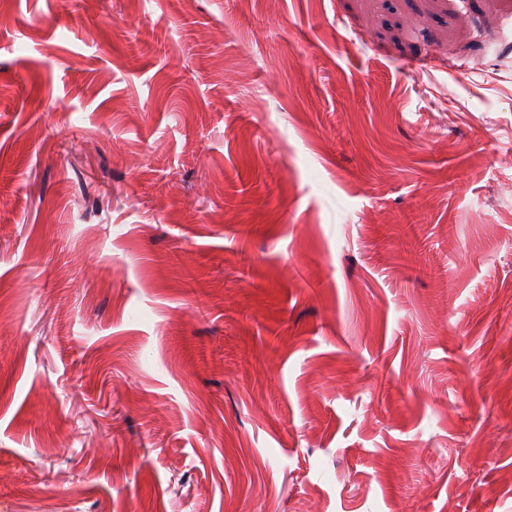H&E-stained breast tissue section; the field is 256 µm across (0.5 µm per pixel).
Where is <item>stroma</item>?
Returning <instances> with one entry per match:
<instances>
[{
	"mask_svg": "<svg viewBox=\"0 0 512 512\" xmlns=\"http://www.w3.org/2000/svg\"><path fill=\"white\" fill-rule=\"evenodd\" d=\"M504 0H0V512H512Z\"/></svg>",
	"mask_w": 512,
	"mask_h": 512,
	"instance_id": "stroma-1",
	"label": "stroma"
}]
</instances>
